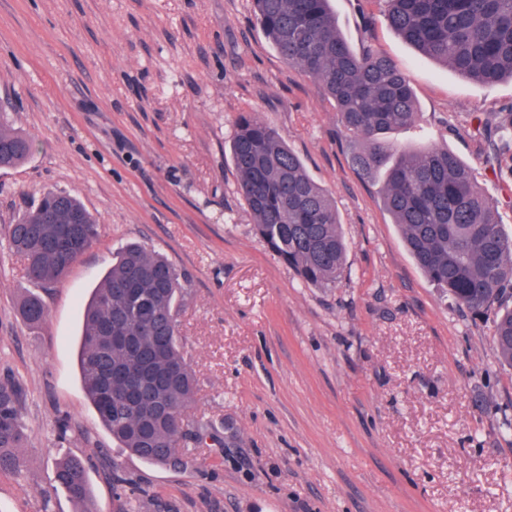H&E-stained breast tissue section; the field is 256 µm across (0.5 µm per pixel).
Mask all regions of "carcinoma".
I'll use <instances>...</instances> for the list:
<instances>
[{
  "label": "carcinoma",
  "instance_id": "obj_1",
  "mask_svg": "<svg viewBox=\"0 0 512 512\" xmlns=\"http://www.w3.org/2000/svg\"><path fill=\"white\" fill-rule=\"evenodd\" d=\"M331 0H253L256 21L280 59L313 78L338 113L355 168L384 180L383 207L411 258L435 287L475 315L500 308L493 342L512 368V238L503 235L496 203L447 147L415 148L390 139L413 125L414 92L396 64L371 43L354 49L340 32ZM387 25L423 57L492 86L512 79V0H377ZM493 154L512 150V112L486 125ZM32 153L31 141L0 110V169ZM236 188L267 246L307 286L334 287L347 243L335 202L280 133L253 112L241 114L230 143ZM81 215V243H57ZM98 224L74 196L49 191L10 225L9 251L22 256L39 288L62 281L97 240ZM177 269L138 244L122 247L86 304L78 350L83 389L119 447L170 468L184 465L206 436L185 412L197 393L180 350ZM31 326L46 316L37 294L19 304ZM12 379L0 382V472L20 471L26 440ZM56 480L77 504L90 498L83 463L66 458Z\"/></svg>",
  "mask_w": 512,
  "mask_h": 512
}]
</instances>
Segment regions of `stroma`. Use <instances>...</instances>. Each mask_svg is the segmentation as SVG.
I'll list each match as a JSON object with an SVG mask.
<instances>
[{
  "label": "stroma",
  "instance_id": "35a3bbf8",
  "mask_svg": "<svg viewBox=\"0 0 512 512\" xmlns=\"http://www.w3.org/2000/svg\"><path fill=\"white\" fill-rule=\"evenodd\" d=\"M352 46L370 36L417 101L402 143L448 147L497 203L512 237V158L483 125L512 110V81L486 87L421 56L372 0H331ZM33 144L0 170V379L23 387L21 472H0V512H79L55 481L84 463L90 512H512V369L494 318L431 284L353 167L336 110L286 65L252 0H0V105ZM257 113L336 202L348 244L333 288L307 286L257 235L228 145ZM50 190L77 196L99 236L46 318L7 248L9 224ZM130 242L181 275L182 351L197 380L191 419L216 430L184 468L113 442L88 401L77 337L91 288ZM19 313L29 325L38 326L45 319L46 309L41 297L32 293L19 304Z\"/></svg>",
  "mask_w": 512,
  "mask_h": 512
}]
</instances>
